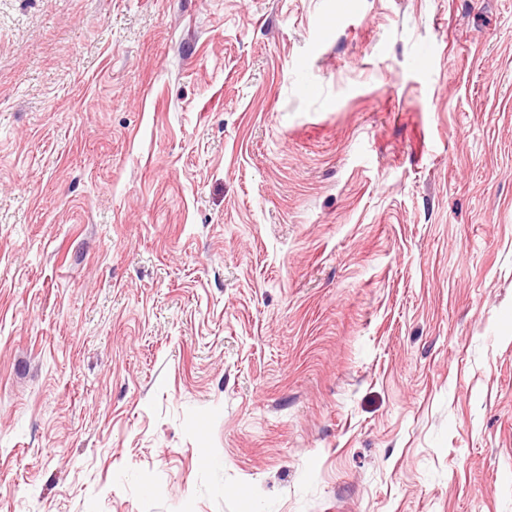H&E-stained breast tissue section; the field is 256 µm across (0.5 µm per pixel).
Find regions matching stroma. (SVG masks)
I'll list each match as a JSON object with an SVG mask.
<instances>
[{
	"label": "stroma",
	"mask_w": 512,
	"mask_h": 512,
	"mask_svg": "<svg viewBox=\"0 0 512 512\" xmlns=\"http://www.w3.org/2000/svg\"><path fill=\"white\" fill-rule=\"evenodd\" d=\"M0 512H512V0H0Z\"/></svg>",
	"instance_id": "stroma-1"
}]
</instances>
